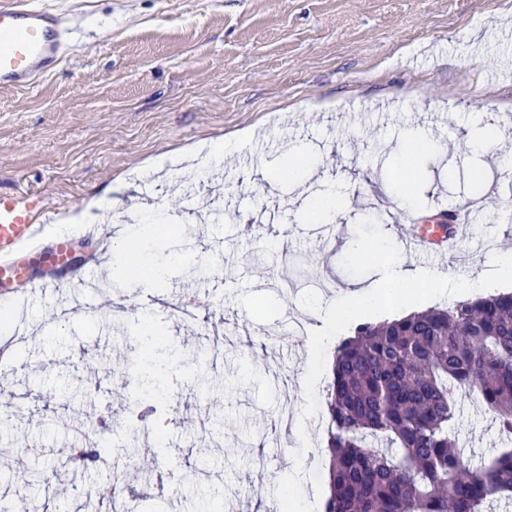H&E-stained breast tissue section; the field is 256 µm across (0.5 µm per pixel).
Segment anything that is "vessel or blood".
<instances>
[{
	"mask_svg": "<svg viewBox=\"0 0 512 512\" xmlns=\"http://www.w3.org/2000/svg\"><path fill=\"white\" fill-rule=\"evenodd\" d=\"M71 48L64 15L34 0H0V86L33 85ZM50 206L45 193L0 189V282L12 294L46 295L60 285L56 270L67 264L75 241L68 236H49L43 221ZM475 217L469 206L450 214L448 228L427 224L398 225L403 249L420 258L436 253L454 256L465 224ZM43 263L48 273L39 278L28 273V260Z\"/></svg>",
	"mask_w": 512,
	"mask_h": 512,
	"instance_id": "1",
	"label": "vessel or blood"
}]
</instances>
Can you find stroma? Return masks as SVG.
I'll use <instances>...</instances> for the list:
<instances>
[{"label":"stroma","mask_w":512,"mask_h":512,"mask_svg":"<svg viewBox=\"0 0 512 512\" xmlns=\"http://www.w3.org/2000/svg\"><path fill=\"white\" fill-rule=\"evenodd\" d=\"M72 17L74 48L30 89L0 87V187L43 191L52 210L92 197L145 207L171 224L180 251L209 258L202 272L165 262L147 242L146 264L165 263L163 282L122 289L155 308L154 327L179 347V379L162 406L172 419L134 485L158 512H214L248 498H273L294 469L292 454L317 462L320 491L304 482L315 512L330 495L325 428L297 426L305 403L299 376L309 363V332L319 322L301 304L315 291L329 305L376 273L341 266L355 225L375 219L395 235L397 218L479 198L483 207L461 241L460 257L408 266L468 280L491 268L493 249H512V0H48ZM501 139L491 153L460 150L487 126ZM419 128L437 149L421 159L414 208L393 186L395 147ZM237 152L199 171L190 162L161 172L160 155L219 137ZM308 150L303 183L269 184L266 174L289 151ZM333 189L347 202L335 239L307 217L306 196ZM113 221L78 239L70 271L107 273L103 243ZM198 304L188 319L183 298ZM24 334H10L24 371L0 375V503L58 500L94 512L90 479L67 473L68 493L34 492L20 479L32 441L51 446L126 445V425L141 403L133 375L147 362L138 349L135 310L112 291L62 286L38 300L0 297ZM305 333L279 343L291 321ZM458 434L472 462L505 447L495 419L476 397L458 398ZM289 420H281V410ZM172 471L176 496L153 488Z\"/></svg>","instance_id":"obj_1"}]
</instances>
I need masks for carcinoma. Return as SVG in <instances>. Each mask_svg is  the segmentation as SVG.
Returning a JSON list of instances; mask_svg holds the SVG:
<instances>
[{
  "mask_svg": "<svg viewBox=\"0 0 512 512\" xmlns=\"http://www.w3.org/2000/svg\"><path fill=\"white\" fill-rule=\"evenodd\" d=\"M468 391L512 436V294L358 324L336 346L327 394L325 512H483L512 498V448L468 464L456 435ZM56 464L26 472L38 490Z\"/></svg>",
  "mask_w": 512,
  "mask_h": 512,
  "instance_id": "cac0c4a2",
  "label": "carcinoma"
}]
</instances>
